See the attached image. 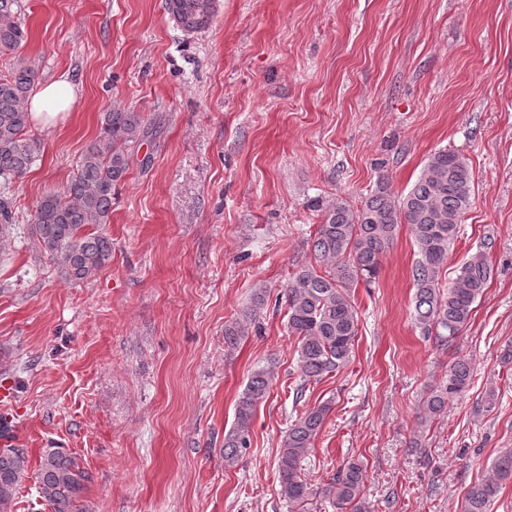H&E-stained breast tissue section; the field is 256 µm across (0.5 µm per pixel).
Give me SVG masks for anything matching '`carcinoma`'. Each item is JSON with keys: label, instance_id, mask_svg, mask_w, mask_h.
<instances>
[{"label": "carcinoma", "instance_id": "cac0c4a2", "mask_svg": "<svg viewBox=\"0 0 512 512\" xmlns=\"http://www.w3.org/2000/svg\"><path fill=\"white\" fill-rule=\"evenodd\" d=\"M166 8L178 27L194 33L211 24L214 0H166ZM19 9V0H0V58L9 62L7 73H0V184L5 188L31 169L40 150L38 141L26 136L29 113L24 104L36 72L19 55L27 42ZM151 133L140 112L104 113L102 132L81 155L77 174L64 193H48L38 202L32 223L40 248L60 265L66 279L88 281L109 264L112 240L101 227L110 223L112 191L129 170L131 150ZM473 185L474 175L466 161L444 149L428 157L403 196L394 195L382 181L356 210L342 198L313 204L321 216L311 239L313 261L294 268L284 294L286 328L296 340L299 372L293 407L305 397L307 384L340 371L349 362L358 333L351 289L376 280L381 257L402 224L409 225L416 247L412 266L416 327L439 346L460 336L491 278V267L478 252L455 270L449 283L442 282L462 216L473 203ZM247 333L244 322L233 321L224 326V342L233 346ZM473 372L465 357L448 364L445 375L426 391L420 427L467 392ZM273 380L269 365L250 374L236 404L235 423L224 434V467H236L251 447V420L270 393ZM331 409V402L326 401L296 412L278 453V495L290 509L320 500L336 512H371L364 495L366 470L360 461H346L323 485L309 476L308 453ZM30 474L37 482L39 498L52 512H78L77 503L91 481L75 455L53 444L42 449L33 471L26 449L0 448V512L8 509ZM509 480L512 448H502L488 475L466 491L462 512H491L503 482Z\"/></svg>", "mask_w": 512, "mask_h": 512}]
</instances>
